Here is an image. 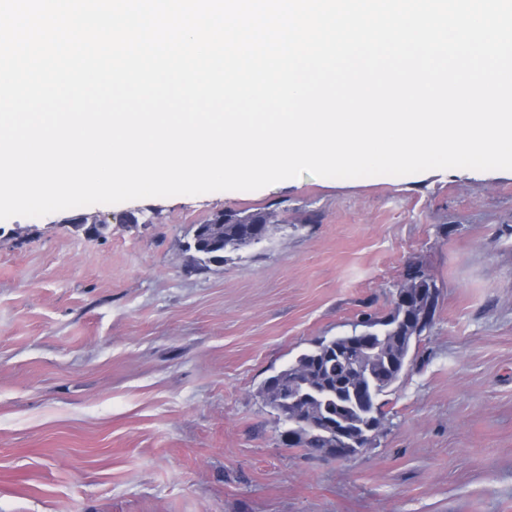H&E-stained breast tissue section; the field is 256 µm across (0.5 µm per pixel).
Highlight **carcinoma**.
<instances>
[{
	"label": "carcinoma",
	"instance_id": "1",
	"mask_svg": "<svg viewBox=\"0 0 512 512\" xmlns=\"http://www.w3.org/2000/svg\"><path fill=\"white\" fill-rule=\"evenodd\" d=\"M275 218L273 210L249 214L219 210L196 226L189 248L206 265L222 264L228 248L254 245L267 235ZM433 284L422 266L408 265L404 287L414 295ZM361 326L360 333L315 342L275 373L269 390L261 391L274 409H284L288 417L304 421L292 447L312 457L322 459L326 449L336 447L338 428L346 430L350 439L371 444L383 426L380 398L414 361L412 349L419 345L421 335L415 333L411 310L395 305L382 317H365Z\"/></svg>",
	"mask_w": 512,
	"mask_h": 512
}]
</instances>
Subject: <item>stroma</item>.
<instances>
[{
	"instance_id": "obj_1",
	"label": "stroma",
	"mask_w": 512,
	"mask_h": 512,
	"mask_svg": "<svg viewBox=\"0 0 512 512\" xmlns=\"http://www.w3.org/2000/svg\"><path fill=\"white\" fill-rule=\"evenodd\" d=\"M263 208L287 231L186 252ZM510 226L512 171L472 169L0 220V512H512ZM411 263L438 305L383 431L343 461L283 445L264 381L386 315ZM274 210L244 214L234 210H219L205 224H197L189 249L197 260L208 264H224V254L254 245V241L266 236L269 224L275 223ZM222 227L215 224L220 220ZM228 247H236L228 250Z\"/></svg>"
}]
</instances>
